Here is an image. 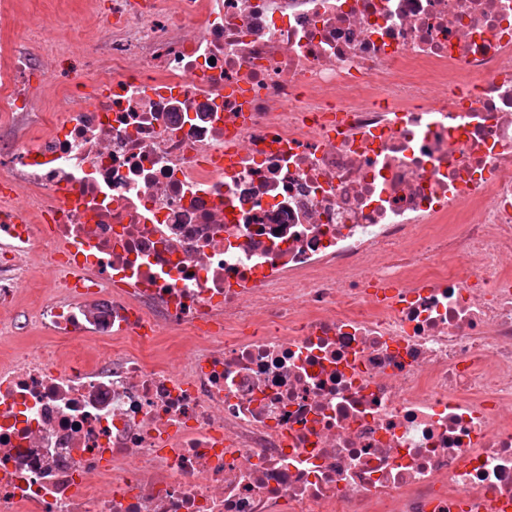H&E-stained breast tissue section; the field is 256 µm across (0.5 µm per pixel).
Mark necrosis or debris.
Wrapping results in <instances>:
<instances>
[{
	"mask_svg": "<svg viewBox=\"0 0 512 512\" xmlns=\"http://www.w3.org/2000/svg\"><path fill=\"white\" fill-rule=\"evenodd\" d=\"M112 16L0 44V512H512V0Z\"/></svg>",
	"mask_w": 512,
	"mask_h": 512,
	"instance_id": "1",
	"label": "necrosis or debris"
}]
</instances>
